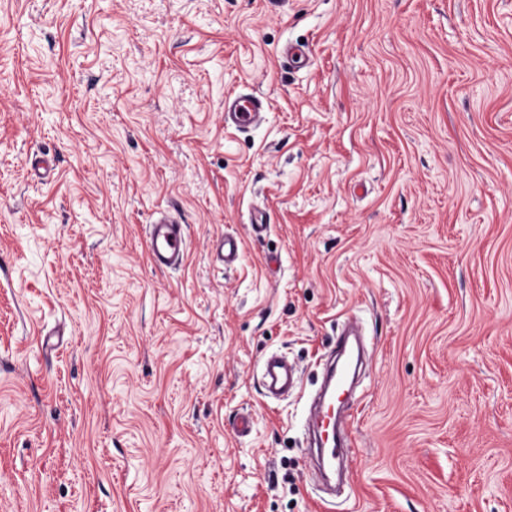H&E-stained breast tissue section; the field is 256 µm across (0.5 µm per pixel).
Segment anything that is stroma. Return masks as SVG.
Masks as SVG:
<instances>
[{
    "label": "stroma",
    "instance_id": "obj_1",
    "mask_svg": "<svg viewBox=\"0 0 512 512\" xmlns=\"http://www.w3.org/2000/svg\"><path fill=\"white\" fill-rule=\"evenodd\" d=\"M350 316L332 498L302 426ZM0 512H512V0H0ZM267 110V101L257 95L230 96L224 101V124L238 130H249L262 122L263 113ZM147 249L152 266L160 271L183 266L187 258L185 225L174 215L161 214L146 226ZM241 241L237 238L224 236L214 245L217 261L225 267L233 266L240 257ZM263 387L267 397L277 398L298 383V369L287 359L272 354L262 362Z\"/></svg>",
    "mask_w": 512,
    "mask_h": 512
}]
</instances>
